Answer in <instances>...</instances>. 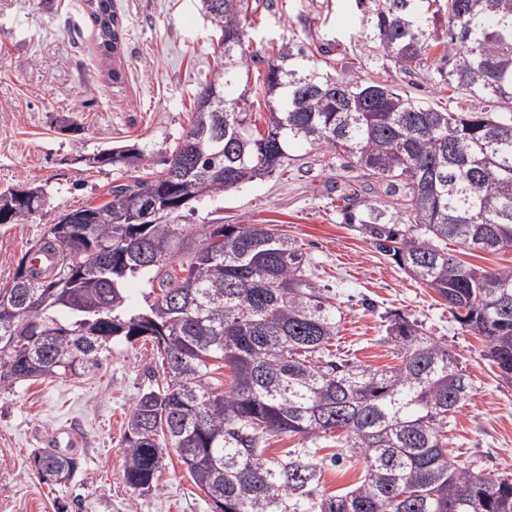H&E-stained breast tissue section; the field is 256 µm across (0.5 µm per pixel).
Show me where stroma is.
<instances>
[{
	"instance_id": "1",
	"label": "stroma",
	"mask_w": 512,
	"mask_h": 512,
	"mask_svg": "<svg viewBox=\"0 0 512 512\" xmlns=\"http://www.w3.org/2000/svg\"><path fill=\"white\" fill-rule=\"evenodd\" d=\"M124 44L123 80L106 76L82 0H0V191L45 186L42 212L0 224V287L23 256L66 210L101 203L125 168L89 167L98 149L138 143L155 159L168 156L192 121L193 96L224 48L200 0H116ZM355 0L261 2L247 28L251 48L268 51L295 40L330 50L356 75L376 73ZM270 175L185 213L190 228L224 219L265 224L294 239L315 279L342 313L336 351L380 368L398 365L386 338L389 318L422 323L447 345L473 389L448 426L459 461L497 477L512 474V386L485 355L483 337L461 328L433 288L407 276L358 232L340 224L337 189L355 187L335 154L297 149ZM156 367L151 342L113 343L91 374L40 379L0 391V512H212L175 453H168L162 489L134 492L124 477L127 415L150 388ZM77 436L81 468L58 484L38 474L34 452ZM325 458L326 493L357 481V458L331 464L335 438L317 441Z\"/></svg>"
}]
</instances>
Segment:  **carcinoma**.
I'll list each match as a JSON object with an SVG mask.
<instances>
[{"mask_svg": "<svg viewBox=\"0 0 512 512\" xmlns=\"http://www.w3.org/2000/svg\"><path fill=\"white\" fill-rule=\"evenodd\" d=\"M375 59L458 91L480 110L445 108L404 94L380 77L336 76L335 60L288 42L272 54L246 46L248 0H202L221 32L220 80L194 96L193 121L162 168L108 190L109 200L61 214L27 266L0 288V391L37 378L81 376L101 366L119 339L155 343L162 379L140 394L127 421L125 479L158 492L164 449L175 450L214 512H512V478H492L448 452V423L471 390L465 370L414 321L387 327L400 363L389 369L328 351L340 311L309 276L301 248L263 224H210L197 243L173 223L193 202L223 195L310 147L336 153L391 198L382 205L343 192L341 223L413 279L435 289L456 321L483 336L499 379L512 383V268L483 270L448 253L453 240L474 251L512 250V0H357ZM97 52L116 62L123 30L114 0H84ZM448 31L435 35L439 17ZM441 47L440 64L429 62ZM258 73L264 128L234 95ZM224 98L220 123L208 106ZM104 164L147 166L137 144L99 150ZM171 219L139 225L163 246L153 258L133 242L128 220L147 203ZM36 185L13 206L10 223L42 211ZM81 226L90 250L60 233ZM218 237L220 241L210 242ZM84 276L72 278L71 264ZM145 278L144 304L128 284ZM233 373L227 389L214 383ZM336 434L341 451L361 457L357 482L326 494L323 460L311 447ZM301 447L266 452L268 437ZM45 473L70 481L81 460L45 448Z\"/></svg>", "mask_w": 512, "mask_h": 512, "instance_id": "obj_1", "label": "carcinoma"}]
</instances>
